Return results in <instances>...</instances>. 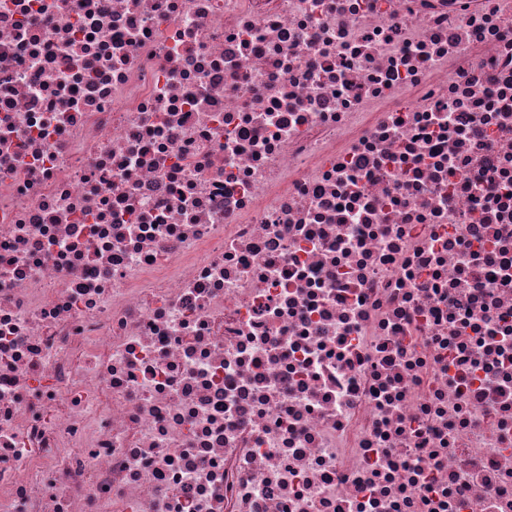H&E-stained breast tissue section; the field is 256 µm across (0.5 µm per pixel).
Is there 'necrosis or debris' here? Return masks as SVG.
<instances>
[{"label": "necrosis or debris", "mask_w": 512, "mask_h": 512, "mask_svg": "<svg viewBox=\"0 0 512 512\" xmlns=\"http://www.w3.org/2000/svg\"><path fill=\"white\" fill-rule=\"evenodd\" d=\"M0 512H512V0H0Z\"/></svg>", "instance_id": "4bbe7bcc"}]
</instances>
